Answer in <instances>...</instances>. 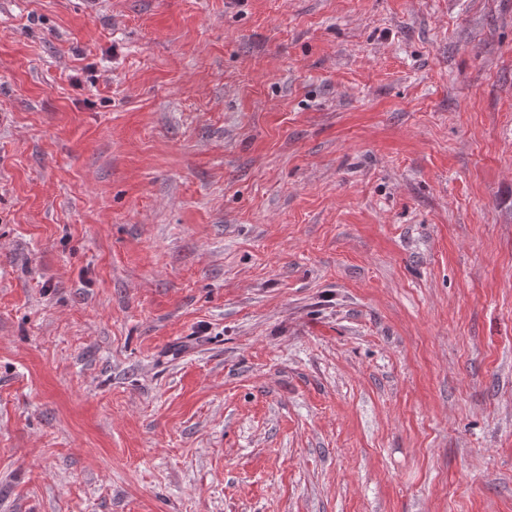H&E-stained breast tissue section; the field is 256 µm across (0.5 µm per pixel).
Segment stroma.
<instances>
[{
	"label": "stroma",
	"instance_id": "35a3bbf8",
	"mask_svg": "<svg viewBox=\"0 0 512 512\" xmlns=\"http://www.w3.org/2000/svg\"><path fill=\"white\" fill-rule=\"evenodd\" d=\"M0 512H512V0H0Z\"/></svg>",
	"mask_w": 512,
	"mask_h": 512
}]
</instances>
